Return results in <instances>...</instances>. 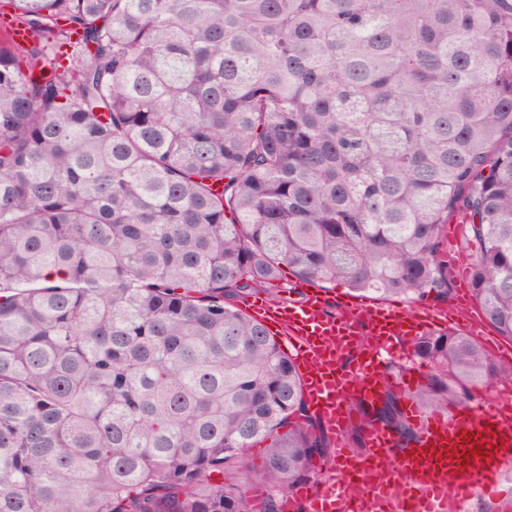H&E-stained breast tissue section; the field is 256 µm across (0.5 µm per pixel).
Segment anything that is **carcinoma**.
I'll return each instance as SVG.
<instances>
[{
  "label": "carcinoma",
  "instance_id": "obj_1",
  "mask_svg": "<svg viewBox=\"0 0 512 512\" xmlns=\"http://www.w3.org/2000/svg\"><path fill=\"white\" fill-rule=\"evenodd\" d=\"M9 2L35 45L0 44V512H280L330 442L235 299L286 269L446 300L457 216L512 339V0ZM413 351L356 447L418 440L403 398L512 384L467 334ZM459 219L453 218L450 221L451 224H447L443 233L444 245L443 254L448 256L450 252L464 251L474 255L473 247L466 243V224H456ZM448 267L452 271H460L461 267H458L452 263V256H448Z\"/></svg>",
  "mask_w": 512,
  "mask_h": 512
}]
</instances>
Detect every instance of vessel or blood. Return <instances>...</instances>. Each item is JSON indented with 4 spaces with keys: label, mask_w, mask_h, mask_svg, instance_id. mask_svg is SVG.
<instances>
[{
    "label": "vessel or blood",
    "mask_w": 512,
    "mask_h": 512,
    "mask_svg": "<svg viewBox=\"0 0 512 512\" xmlns=\"http://www.w3.org/2000/svg\"><path fill=\"white\" fill-rule=\"evenodd\" d=\"M250 309L259 321L280 326L310 407L334 440L343 438L351 423V400H376L388 380L379 364L398 355V338L419 336L447 319L438 310L410 313L368 304L349 306L348 318L331 317L315 294L298 306L264 301ZM362 319L369 324L372 358L346 376L339 361ZM418 424V443L402 453L393 433L367 428L364 455L337 449L323 481L295 488L288 501L291 512H460L461 502L475 494L497 495L499 475L512 463L511 397L489 394L480 404L457 406L448 415L419 417ZM479 443L491 445V452L475 453ZM394 455L399 461L393 466Z\"/></svg>",
    "instance_id": "vessel-or-blood-1"
}]
</instances>
